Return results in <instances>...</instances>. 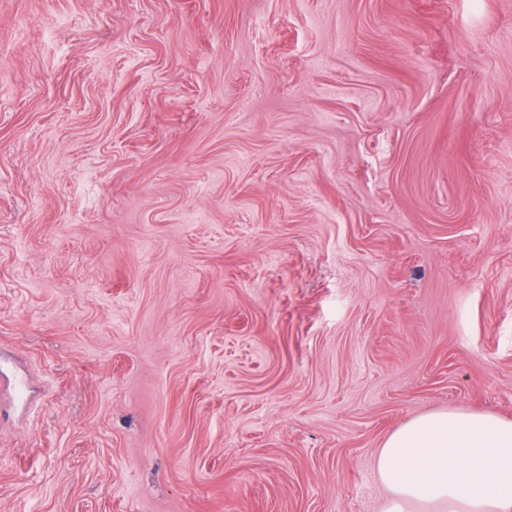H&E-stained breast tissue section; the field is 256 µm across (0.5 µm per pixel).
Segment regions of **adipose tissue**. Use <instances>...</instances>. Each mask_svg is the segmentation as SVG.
Segmentation results:
<instances>
[{
  "mask_svg": "<svg viewBox=\"0 0 512 512\" xmlns=\"http://www.w3.org/2000/svg\"><path fill=\"white\" fill-rule=\"evenodd\" d=\"M376 469L384 512H512V421L456 408L419 415L386 436Z\"/></svg>",
  "mask_w": 512,
  "mask_h": 512,
  "instance_id": "adipose-tissue-1",
  "label": "adipose tissue"
}]
</instances>
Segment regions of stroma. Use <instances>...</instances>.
Returning <instances> with one entry per match:
<instances>
[{
    "mask_svg": "<svg viewBox=\"0 0 512 512\" xmlns=\"http://www.w3.org/2000/svg\"><path fill=\"white\" fill-rule=\"evenodd\" d=\"M448 408L512 420V0H0V512H383Z\"/></svg>",
    "mask_w": 512,
    "mask_h": 512,
    "instance_id": "stroma-1",
    "label": "stroma"
}]
</instances>
